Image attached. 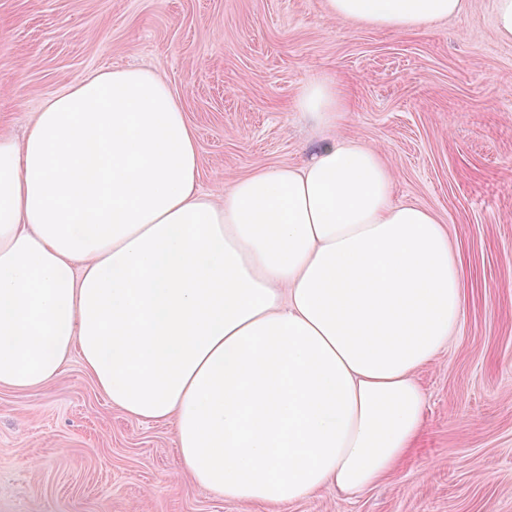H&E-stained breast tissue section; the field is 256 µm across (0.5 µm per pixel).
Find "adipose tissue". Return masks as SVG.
I'll list each match as a JSON object with an SVG mask.
<instances>
[{
    "mask_svg": "<svg viewBox=\"0 0 512 512\" xmlns=\"http://www.w3.org/2000/svg\"><path fill=\"white\" fill-rule=\"evenodd\" d=\"M395 31L465 0H326ZM310 160L199 188L195 133L154 70L95 72L0 136V387L72 355L112 406L173 422L180 467L237 503L288 505L393 472L425 428L418 368L448 344L463 272L381 153L338 137L346 103L307 80Z\"/></svg>",
    "mask_w": 512,
    "mask_h": 512,
    "instance_id": "1",
    "label": "adipose tissue"
}]
</instances>
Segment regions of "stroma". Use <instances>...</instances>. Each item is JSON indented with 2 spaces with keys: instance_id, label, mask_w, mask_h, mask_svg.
I'll list each match as a JSON object with an SVG mask.
<instances>
[{
  "instance_id": "1",
  "label": "stroma",
  "mask_w": 512,
  "mask_h": 512,
  "mask_svg": "<svg viewBox=\"0 0 512 512\" xmlns=\"http://www.w3.org/2000/svg\"><path fill=\"white\" fill-rule=\"evenodd\" d=\"M129 66L170 83L218 199L305 161L319 132L295 100L307 79L333 81L337 135L380 150L395 200L446 224L462 319L416 372V451L359 496L224 501L179 467L171 424L111 406L75 355L39 389L0 388V512H512V42L494 0L412 32L332 20L323 0H0V134L22 139L48 98Z\"/></svg>"
}]
</instances>
